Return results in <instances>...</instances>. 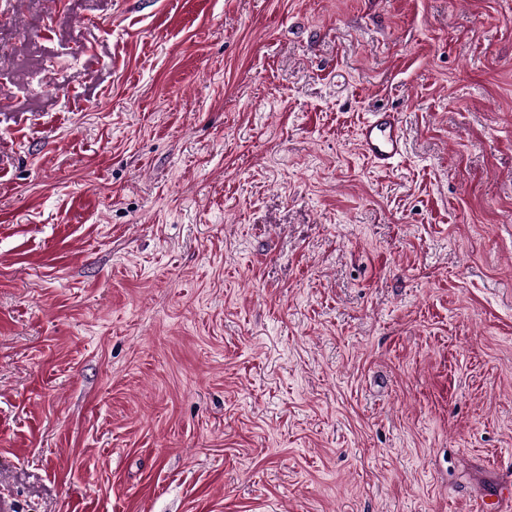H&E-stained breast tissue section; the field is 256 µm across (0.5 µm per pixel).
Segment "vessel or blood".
I'll list each match as a JSON object with an SVG mask.
<instances>
[{"label":"vessel or blood","instance_id":"1","mask_svg":"<svg viewBox=\"0 0 512 512\" xmlns=\"http://www.w3.org/2000/svg\"><path fill=\"white\" fill-rule=\"evenodd\" d=\"M357 144L376 166H390L404 150V130L397 114L383 110L370 113L358 126Z\"/></svg>","mask_w":512,"mask_h":512}]
</instances>
